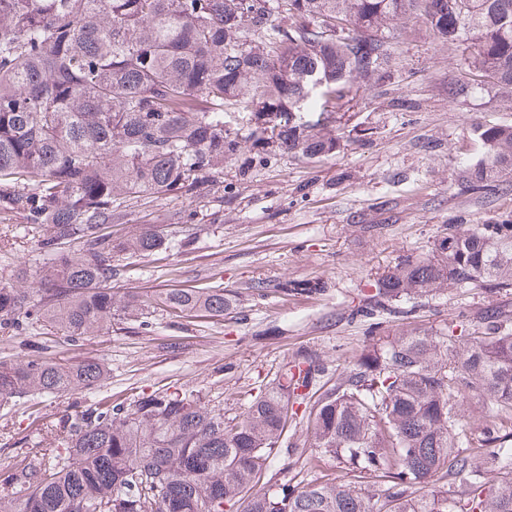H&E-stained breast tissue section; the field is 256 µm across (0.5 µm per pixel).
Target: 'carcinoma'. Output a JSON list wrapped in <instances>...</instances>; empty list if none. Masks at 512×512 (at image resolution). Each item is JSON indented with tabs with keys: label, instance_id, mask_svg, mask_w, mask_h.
I'll use <instances>...</instances> for the list:
<instances>
[{
	"label": "carcinoma",
	"instance_id": "1",
	"mask_svg": "<svg viewBox=\"0 0 512 512\" xmlns=\"http://www.w3.org/2000/svg\"><path fill=\"white\" fill-rule=\"evenodd\" d=\"M418 22L460 53L451 93L486 86L512 109V0H0V179L33 186L0 188V211L23 213L49 255L40 298L0 286V328L35 320L98 336L158 307L224 315L220 290L108 287L116 256L165 241L150 229L102 233L112 198L186 193L223 170L238 145L227 105L254 108L257 145L270 128L290 150L334 152L352 86L391 79L395 27ZM474 133L488 158L469 169V188L485 193L512 177V126ZM479 283L512 285V223L449 227L377 281L374 306L401 326L372 337L308 414L309 447L344 465L342 482L270 473L288 443L285 404L323 370L304 355L231 427L199 400L160 392L131 412L86 407L57 447L15 464L0 512H512V449L493 447L512 421V321L490 308L485 326L456 333L398 306ZM108 379L99 361L0 360V404ZM470 394L492 407L477 430L462 421ZM464 444L475 452L461 455ZM383 478V492H366Z\"/></svg>",
	"mask_w": 512,
	"mask_h": 512
}]
</instances>
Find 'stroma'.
<instances>
[{
    "mask_svg": "<svg viewBox=\"0 0 512 512\" xmlns=\"http://www.w3.org/2000/svg\"><path fill=\"white\" fill-rule=\"evenodd\" d=\"M391 65L390 81L353 90L340 113L341 128L372 129L369 140L343 138L320 158L264 151L254 145L251 108L231 107L224 126L240 151L206 190L113 198V237L161 225L168 231L159 250L120 256L113 287L220 289L230 305L220 317L159 309L95 338L61 336L32 320L0 329V359H95L111 372L102 388L0 406V476L26 452L52 447L58 423L92 404L130 411L142 395L174 393L201 398L233 425L259 386L275 384L303 352L325 366L308 389L318 398L354 369L369 336L391 329L370 302L399 258L430 252L447 225L512 220V180L484 195L464 179L486 156L474 127L512 125V112L500 111L488 88L449 95L457 51L425 28L397 32ZM399 96L413 100V111L392 107ZM46 258L38 230L22 215L0 212V286L34 287ZM284 281H316L322 289L288 295L279 288ZM412 304L418 320L436 327L477 325L491 307L512 319V287L454 289ZM287 436V451L271 466L279 480L291 479L300 461L306 480L343 476L336 459L309 448L305 419L289 421Z\"/></svg>",
    "mask_w": 512,
    "mask_h": 512,
    "instance_id": "stroma-1",
    "label": "stroma"
}]
</instances>
